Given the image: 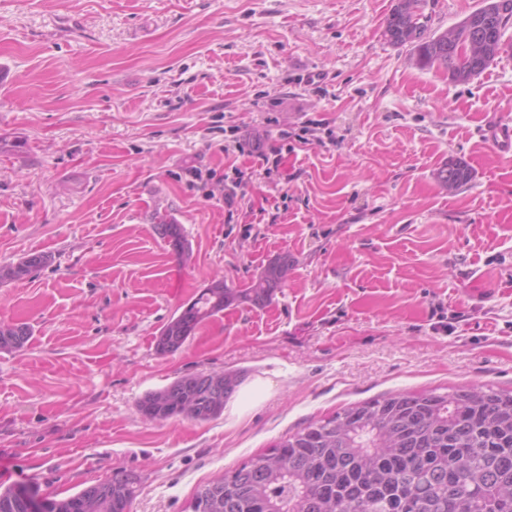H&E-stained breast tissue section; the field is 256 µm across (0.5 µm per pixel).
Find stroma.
<instances>
[{"mask_svg": "<svg viewBox=\"0 0 512 512\" xmlns=\"http://www.w3.org/2000/svg\"><path fill=\"white\" fill-rule=\"evenodd\" d=\"M395 0H0V488L62 498L132 471L130 512H188L197 486L310 422L388 393L512 388V162L481 129L512 120V57L453 83L384 35ZM481 0H427L441 33ZM322 74L319 87L302 83ZM338 143L289 153L290 182L228 210L233 131ZM471 181L443 188L449 160ZM207 173L196 180L188 170ZM181 225L188 255L155 225ZM288 278L176 352L173 314L216 281ZM241 381L216 419L144 420L188 373ZM52 262V256L47 253L29 254L16 263L0 266V284L25 279L36 274ZM31 329L25 323L0 325V352H13L25 346Z\"/></svg>", "mask_w": 512, "mask_h": 512, "instance_id": "obj_1", "label": "stroma"}]
</instances>
